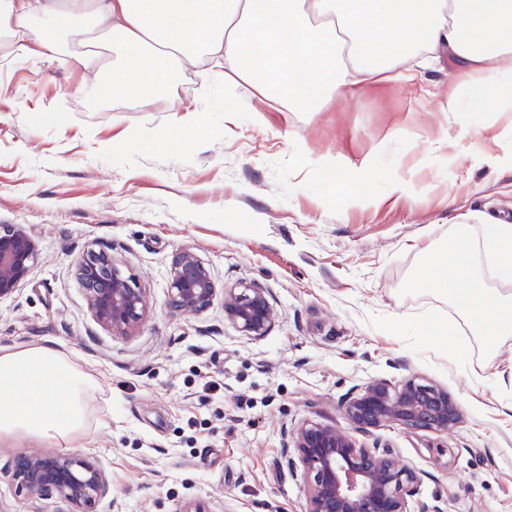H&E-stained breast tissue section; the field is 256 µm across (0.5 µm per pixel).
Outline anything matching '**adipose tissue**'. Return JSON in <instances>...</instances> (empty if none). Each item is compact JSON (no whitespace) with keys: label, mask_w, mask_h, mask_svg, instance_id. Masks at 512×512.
<instances>
[{"label":"adipose tissue","mask_w":512,"mask_h":512,"mask_svg":"<svg viewBox=\"0 0 512 512\" xmlns=\"http://www.w3.org/2000/svg\"><path fill=\"white\" fill-rule=\"evenodd\" d=\"M0 27L19 54L53 56L67 36L111 37L118 69L93 85L104 99H139L189 63L224 68L297 112L330 108L340 91L400 79L415 50L449 62L483 112H512V0H7ZM497 277L512 279V224L481 227ZM472 228L454 229L418 287L447 296L486 350L512 335V295L479 287ZM99 380L50 345L0 348V443L78 447Z\"/></svg>","instance_id":"obj_1"}]
</instances>
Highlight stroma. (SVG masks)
Wrapping results in <instances>:
<instances>
[{"label":"stroma","mask_w":512,"mask_h":512,"mask_svg":"<svg viewBox=\"0 0 512 512\" xmlns=\"http://www.w3.org/2000/svg\"><path fill=\"white\" fill-rule=\"evenodd\" d=\"M415 82L348 91L291 112L223 78L181 71L161 96L102 100L94 78L56 58L0 52V224L38 243L28 281L0 300V347L49 342L97 377L90 432L112 492L97 512H304L307 477L283 433L312 420L350 430L342 401L374 379L424 378L461 418L445 432L399 425L359 434L419 480L411 512H512V337L462 355L437 321L463 322L413 283L458 224H512V112H452L447 59H408ZM199 124L177 125L180 111ZM366 164L336 188L311 156ZM404 181V196L392 192ZM111 253L149 313L131 333L99 326L75 267ZM194 252L217 288L254 283L272 309L253 338L222 301L167 307L172 253ZM20 449L0 444V512H65L9 479Z\"/></svg>","instance_id":"35a3bbf8"}]
</instances>
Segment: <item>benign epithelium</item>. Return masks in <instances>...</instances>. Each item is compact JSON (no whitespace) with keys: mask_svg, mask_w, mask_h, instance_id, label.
I'll list each match as a JSON object with an SVG mask.
<instances>
[{"mask_svg":"<svg viewBox=\"0 0 512 512\" xmlns=\"http://www.w3.org/2000/svg\"><path fill=\"white\" fill-rule=\"evenodd\" d=\"M37 256L34 237L20 225H0V298L13 294L29 278ZM77 277L94 319L126 334L145 317L143 289L103 251H89L77 263ZM217 288L210 269L191 251L175 252L168 267V307L196 315L210 308ZM224 318L245 336L260 338L271 327L264 289L242 285L224 291ZM343 406L356 431L391 425L445 431L460 420V410L444 388L419 378L395 386L374 380L349 394ZM296 458L310 477L304 512H410L407 497L417 473L387 451L357 442L347 431L309 421L291 434ZM12 480L32 496L55 494L68 512H95L110 492L102 466L71 454L26 452L16 456Z\"/></svg>","mask_w":512,"mask_h":512,"instance_id":"7a95c632","label":"benign epithelium"}]
</instances>
